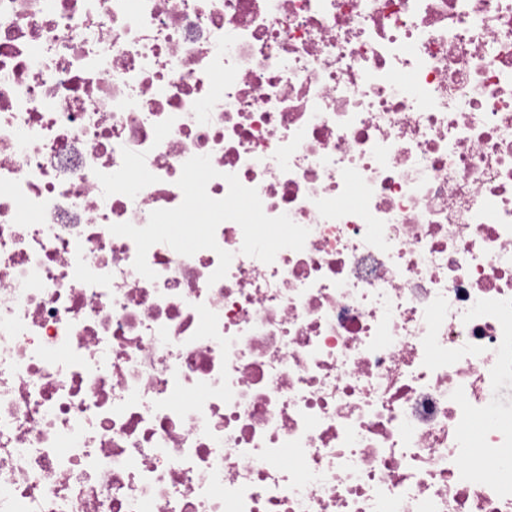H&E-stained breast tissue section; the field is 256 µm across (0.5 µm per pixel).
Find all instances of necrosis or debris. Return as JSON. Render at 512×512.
I'll return each mask as SVG.
<instances>
[{"label": "necrosis or debris", "instance_id": "necrosis-or-debris-1", "mask_svg": "<svg viewBox=\"0 0 512 512\" xmlns=\"http://www.w3.org/2000/svg\"><path fill=\"white\" fill-rule=\"evenodd\" d=\"M509 393L512 0H0V512H512Z\"/></svg>", "mask_w": 512, "mask_h": 512}]
</instances>
